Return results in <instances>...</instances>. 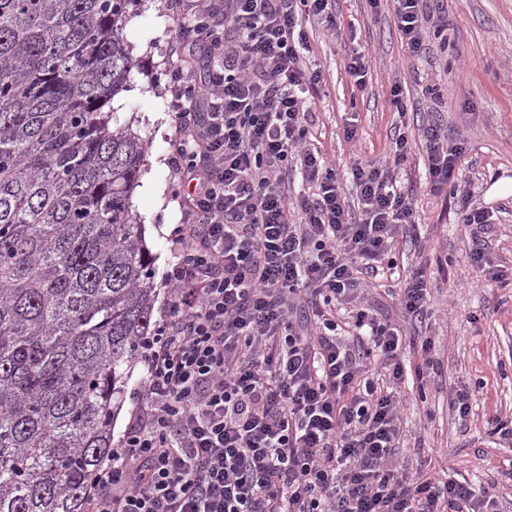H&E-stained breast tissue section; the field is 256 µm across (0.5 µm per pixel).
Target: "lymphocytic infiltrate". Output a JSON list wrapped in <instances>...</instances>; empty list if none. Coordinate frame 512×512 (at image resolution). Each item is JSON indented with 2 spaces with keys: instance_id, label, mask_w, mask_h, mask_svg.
<instances>
[{
  "instance_id": "lymphocytic-infiltrate-1",
  "label": "lymphocytic infiltrate",
  "mask_w": 512,
  "mask_h": 512,
  "mask_svg": "<svg viewBox=\"0 0 512 512\" xmlns=\"http://www.w3.org/2000/svg\"><path fill=\"white\" fill-rule=\"evenodd\" d=\"M410 56L426 51L444 15L392 0ZM334 0H171L182 44L222 64L199 84L170 75L175 136L169 163L192 190L173 230L175 292L141 345L139 418L108 458L87 512H489L467 480L432 477L398 461L399 388L441 374L424 340L407 365L400 325L356 305L372 281L396 280L405 320L422 319L426 268L400 270V239L420 218L392 166L351 168L355 202L335 166L309 143L324 81L310 66L307 21L341 30ZM432 192L456 193L486 287L503 280L484 243L488 209L459 189L464 142L441 124L397 133L393 161L413 144ZM307 190L292 195V174Z\"/></svg>"
}]
</instances>
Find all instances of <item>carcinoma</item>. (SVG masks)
<instances>
[{"label":"carcinoma","mask_w":512,"mask_h":512,"mask_svg":"<svg viewBox=\"0 0 512 512\" xmlns=\"http://www.w3.org/2000/svg\"><path fill=\"white\" fill-rule=\"evenodd\" d=\"M131 3L0 0V512H86L155 333L146 147L104 111Z\"/></svg>","instance_id":"carcinoma-1"}]
</instances>
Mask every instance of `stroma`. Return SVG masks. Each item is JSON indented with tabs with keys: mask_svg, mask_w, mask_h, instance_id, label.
<instances>
[{
	"mask_svg": "<svg viewBox=\"0 0 512 512\" xmlns=\"http://www.w3.org/2000/svg\"><path fill=\"white\" fill-rule=\"evenodd\" d=\"M169 0H133L124 30L137 65L130 87L109 104L112 125H130L147 148L146 166L131 196L133 211L146 230L156 291L153 318L162 320L171 295L163 275L176 261L171 232L182 216L181 200L190 188L168 165L175 127L168 112L170 73L179 65L204 80L209 61L202 47L186 59L172 55L177 23ZM425 13H442L448 29L428 36L422 58H411L396 27L390 0H335V17L348 39L326 28L308 29L310 57L320 65L326 85L313 103V143L335 161L345 193H352L354 162L385 164L399 124L410 131L431 122L449 137H463L459 184L470 185L479 207L500 208L490 236L489 258L512 272V193L496 190L512 179V0H424ZM365 50L369 71L356 86L344 64L353 48ZM400 84L407 104L398 116L390 102ZM424 154L412 150L394 176L412 192L423 232L437 253L403 245L402 262L427 265L433 281L430 315L414 331L435 342L442 379L424 395L403 390L406 436L403 458L410 468L460 475L496 498L498 512H512V482L502 474L512 463V447L489 434L490 415L512 416V285L495 290L463 282L471 243L457 218L454 198L429 191ZM474 390L472 416L460 428L448 409V396L460 386Z\"/></svg>",
	"mask_w": 512,
	"mask_h": 512,
	"instance_id": "1",
	"label": "stroma"
}]
</instances>
